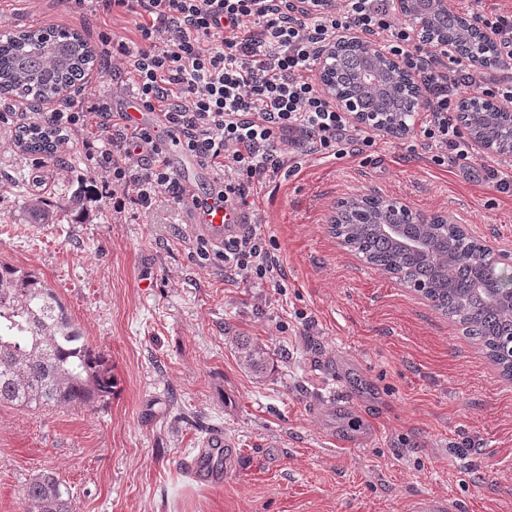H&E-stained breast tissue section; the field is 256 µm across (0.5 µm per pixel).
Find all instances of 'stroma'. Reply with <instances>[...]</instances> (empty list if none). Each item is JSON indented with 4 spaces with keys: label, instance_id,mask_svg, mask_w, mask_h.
Listing matches in <instances>:
<instances>
[{
    "label": "stroma",
    "instance_id": "obj_1",
    "mask_svg": "<svg viewBox=\"0 0 512 512\" xmlns=\"http://www.w3.org/2000/svg\"><path fill=\"white\" fill-rule=\"evenodd\" d=\"M65 14L58 0H0L9 31L67 24L95 46L113 30L103 12ZM410 143L387 134L371 152L307 158L265 181L255 205L287 272L278 288L201 266L185 209L166 198L149 215L113 212L80 145L63 177L0 146V262L40 273L118 380L92 411L0 407V512H23L44 470L78 512H405L423 495L512 512V381L328 224L338 199L372 187L512 247V196L411 156ZM34 194L52 223H28ZM235 335L268 346L264 378L240 368ZM215 434L235 465L197 480L190 464Z\"/></svg>",
    "mask_w": 512,
    "mask_h": 512
}]
</instances>
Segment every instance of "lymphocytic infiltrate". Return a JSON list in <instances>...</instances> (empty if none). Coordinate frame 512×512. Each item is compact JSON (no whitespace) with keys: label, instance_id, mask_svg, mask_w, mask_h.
<instances>
[{"label":"lymphocytic infiltrate","instance_id":"lymphocytic-infiltrate-1","mask_svg":"<svg viewBox=\"0 0 512 512\" xmlns=\"http://www.w3.org/2000/svg\"><path fill=\"white\" fill-rule=\"evenodd\" d=\"M288 0H102L113 16L133 21L135 38H101L112 73L127 91L182 138L185 151L215 173L234 221L222 247L195 237L201 261L224 262L225 279L279 287L280 257L266 243L250 198L268 176L298 170L308 156L371 151L379 130L348 120L321 84L319 53L343 32L358 31L372 48L399 56L419 79L430 120L420 147L437 166L466 163L474 151L458 123V102L473 95L512 103V78H492L442 59L415 39L392 0H318L290 15ZM44 125L55 149L81 142L99 194L114 212H152L159 197L185 204L190 192L170 169L165 144L148 127L129 129L123 113L95 88L48 111L1 112L0 132Z\"/></svg>","mask_w":512,"mask_h":512}]
</instances>
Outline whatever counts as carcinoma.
Wrapping results in <instances>:
<instances>
[{
	"label": "carcinoma",
	"instance_id": "obj_1",
	"mask_svg": "<svg viewBox=\"0 0 512 512\" xmlns=\"http://www.w3.org/2000/svg\"><path fill=\"white\" fill-rule=\"evenodd\" d=\"M426 38L463 41L468 32L450 22L427 31ZM351 57L368 59L370 51L356 43L340 48L333 60L336 95L371 107L372 122L404 131L413 128L416 108L410 98L363 81L359 71L347 66ZM95 61L88 43L64 27L0 34V92L25 100H55ZM458 118L497 150H512V115L499 111L492 101L465 97ZM52 140V129L39 125L17 134L19 147L28 153L51 154ZM25 208L33 224H46L52 217L42 196L29 198ZM391 218V210L380 200L347 201L333 229L374 268L408 287L426 282L425 297L434 309L458 323L489 355H498L502 341L512 334V306L474 283L490 259L486 246L441 222L404 224L389 238L382 225ZM231 340L245 371L257 375L267 368L266 345L241 336ZM116 386L109 360L90 345L55 290L36 272L0 262V406L90 409ZM23 500L24 512H77L69 489L49 470L27 484Z\"/></svg>",
	"mask_w": 512,
	"mask_h": 512
}]
</instances>
